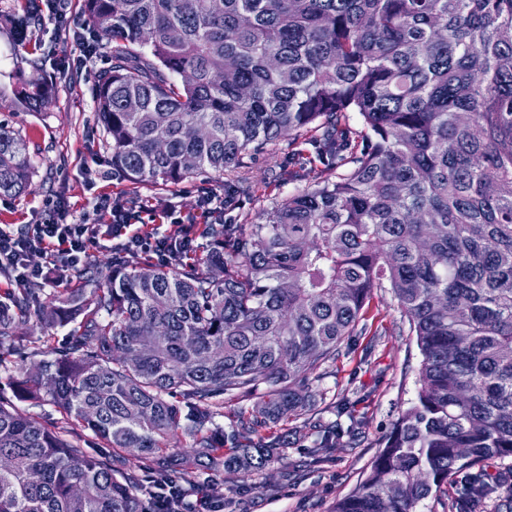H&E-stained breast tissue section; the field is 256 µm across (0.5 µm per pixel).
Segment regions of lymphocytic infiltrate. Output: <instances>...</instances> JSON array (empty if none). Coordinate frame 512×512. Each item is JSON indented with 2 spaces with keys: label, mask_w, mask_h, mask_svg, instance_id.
<instances>
[{
  "label": "lymphocytic infiltrate",
  "mask_w": 512,
  "mask_h": 512,
  "mask_svg": "<svg viewBox=\"0 0 512 512\" xmlns=\"http://www.w3.org/2000/svg\"><path fill=\"white\" fill-rule=\"evenodd\" d=\"M63 0H36L39 20L50 21L58 33L70 36L79 46L83 58H91L94 46L86 36L88 27L79 19L68 16ZM129 214L120 199L99 198L91 213L72 218L65 197H56L51 209L34 224L14 230L0 226V269H8L17 283L32 279L58 284L68 270L82 266L87 247L99 235L127 236L130 250L149 251L160 261H168L179 252L189 249L185 237L128 234ZM40 254V263H32V254Z\"/></svg>",
  "instance_id": "1"
}]
</instances>
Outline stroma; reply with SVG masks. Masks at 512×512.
<instances>
[{
  "label": "stroma",
  "instance_id": "stroma-1",
  "mask_svg": "<svg viewBox=\"0 0 512 512\" xmlns=\"http://www.w3.org/2000/svg\"><path fill=\"white\" fill-rule=\"evenodd\" d=\"M23 7L21 0H0V121L9 123L25 139L33 160L31 186L18 196H0L1 224H33L40 220L45 200L55 194L68 198L74 214L86 211L100 195L119 196L136 204L140 233L170 232L174 224L193 229L194 251L207 240L200 231L207 220L234 224L240 212L269 208L287 200L314 179L320 163L308 155H291L287 141L273 149L246 157L232 173L248 188L230 207L203 213V190L224 192V176L211 173L176 185L151 182L134 184L112 173L110 156L103 147L96 120L95 76L112 64L111 46L100 42L86 67L64 68V60L78 56L70 39L52 25L37 27L39 56L51 76V104L39 112L16 110L13 93L20 79L30 76V55L16 42L10 17ZM359 333L342 345L336 359L320 369L321 379L301 420L339 424L345 434L330 449L328 462L307 464L305 451L313 435L287 431L268 424L269 435H287L288 455L283 462L251 476L221 469L194 467L178 476L187 502L208 497L222 503L223 512H331L336 499L351 492L368 474L379 445L398 415L417 399L421 354L391 289L375 290L358 324ZM24 362L0 368V397L47 426L64 421L55 406L20 400L10 384L21 376ZM493 492L480 512H512V456L492 457L481 466Z\"/></svg>",
  "mask_w": 512,
  "mask_h": 512
}]
</instances>
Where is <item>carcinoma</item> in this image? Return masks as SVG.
Masks as SVG:
<instances>
[{"label": "carcinoma", "mask_w": 512, "mask_h": 512, "mask_svg": "<svg viewBox=\"0 0 512 512\" xmlns=\"http://www.w3.org/2000/svg\"><path fill=\"white\" fill-rule=\"evenodd\" d=\"M112 44L96 113L112 173L177 184L222 173L285 137L325 130L320 176L253 221L208 224L178 268L118 259L75 271L45 301L0 300V366L19 326L68 328L17 395L0 399V512H143L137 479L71 431L137 448L160 483L188 437L250 476L284 459L258 435L302 416L303 388L357 335L373 292L395 294L421 388L370 471L331 512H417L432 492L512 455V0H83ZM27 43L32 19L11 17ZM16 105L51 100L40 62ZM180 77L175 82L172 77ZM357 118L360 128L351 126ZM25 141L0 122V195L30 186ZM252 400L224 428V401ZM336 429L314 440L313 463Z\"/></svg>", "instance_id": "1"}]
</instances>
